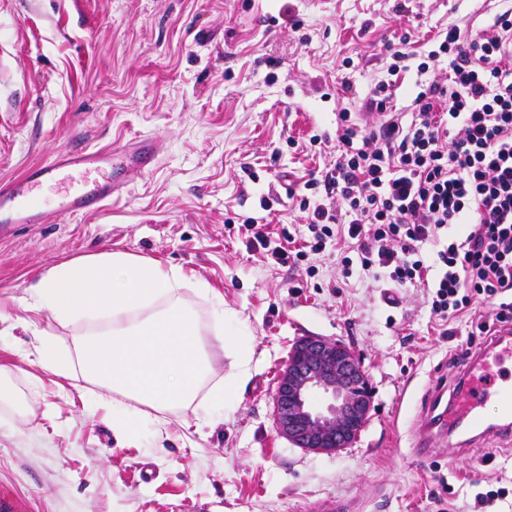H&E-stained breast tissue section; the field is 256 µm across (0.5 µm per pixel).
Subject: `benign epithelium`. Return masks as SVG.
<instances>
[{
    "label": "benign epithelium",
    "instance_id": "obj_1",
    "mask_svg": "<svg viewBox=\"0 0 512 512\" xmlns=\"http://www.w3.org/2000/svg\"><path fill=\"white\" fill-rule=\"evenodd\" d=\"M372 408L369 381L346 343L319 336L295 342L273 395L281 437L307 452L333 454L355 442Z\"/></svg>",
    "mask_w": 512,
    "mask_h": 512
}]
</instances>
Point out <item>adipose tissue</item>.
<instances>
[{
  "mask_svg": "<svg viewBox=\"0 0 512 512\" xmlns=\"http://www.w3.org/2000/svg\"><path fill=\"white\" fill-rule=\"evenodd\" d=\"M193 288L195 299L182 291ZM42 309L63 325L100 321L80 333L73 350H60L41 338L42 369L57 376L81 371L91 382L126 401L113 412L112 430L123 434L142 417L143 407L158 412L190 408L209 386L213 404L238 390L250 376L251 357L223 336L222 348L235 352L234 377L209 384L212 349L201 334L196 299L212 301L208 284L188 283L176 267L124 252H103L48 270L32 288Z\"/></svg>",
  "mask_w": 512,
  "mask_h": 512,
  "instance_id": "1",
  "label": "adipose tissue"
}]
</instances>
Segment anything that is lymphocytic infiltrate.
<instances>
[{"instance_id":"f902f5d3","label":"lymphocytic infiltrate","mask_w":512,"mask_h":512,"mask_svg":"<svg viewBox=\"0 0 512 512\" xmlns=\"http://www.w3.org/2000/svg\"><path fill=\"white\" fill-rule=\"evenodd\" d=\"M499 2L474 36L455 26L437 36L405 111L389 110L392 85L382 81L362 105L383 113L378 126L341 113L334 164L286 191L305 215V248L273 244L252 217L242 222L250 245L295 266L341 240L357 252L344 265L399 288H429L440 321L473 313L482 336L512 323L503 299L512 292V0ZM458 224L468 227L464 237L450 232Z\"/></svg>"}]
</instances>
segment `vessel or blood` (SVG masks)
<instances>
[{
  "mask_svg": "<svg viewBox=\"0 0 512 512\" xmlns=\"http://www.w3.org/2000/svg\"><path fill=\"white\" fill-rule=\"evenodd\" d=\"M153 139L140 137L124 145L104 150L80 149L59 152L47 162L29 168L16 181L0 184V224H40L44 221L41 203L35 194L45 187L59 191L56 212L67 218L90 215L128 192L131 176L148 172L155 161ZM512 356V325L498 329L484 348L462 357L455 376L456 396L447 400L445 390H437L426 404L425 415L413 433V450L420 462H428L434 448L449 447L448 428L469 424L476 436L494 434L512 437V380L494 371L487 357ZM494 400L499 424L485 426L479 409Z\"/></svg>",
  "mask_w": 512,
  "mask_h": 512,
  "instance_id": "b4317fda",
  "label": "vessel or blood"
}]
</instances>
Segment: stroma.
<instances>
[{"mask_svg": "<svg viewBox=\"0 0 512 512\" xmlns=\"http://www.w3.org/2000/svg\"><path fill=\"white\" fill-rule=\"evenodd\" d=\"M496 0H0V183L56 152L155 137L156 165L94 215L13 224L0 234V365L20 407L0 405V501L12 512H512V440L485 436L420 463L410 429L451 377L469 314L439 325L427 289L386 304L384 282L340 242L304 265L276 264L241 228L308 231L283 175L304 183L336 157L340 113L381 81L414 97L417 65L449 26L470 36ZM413 56L390 76L387 43ZM125 252L181 269L217 292L221 321L251 354V377L212 406L199 392L162 422L112 432V397L37 363L38 332L72 348L73 328L33 308L52 267ZM344 340L369 377L370 417L351 447L314 454L279 436L277 377L294 343Z\"/></svg>", "mask_w": 512, "mask_h": 512, "instance_id": "obj_1", "label": "stroma"}]
</instances>
